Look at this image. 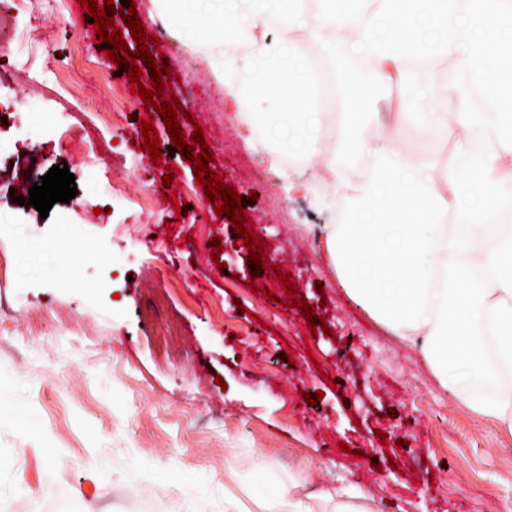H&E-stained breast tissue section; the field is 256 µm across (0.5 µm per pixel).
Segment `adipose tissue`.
<instances>
[{
    "instance_id": "1",
    "label": "adipose tissue",
    "mask_w": 512,
    "mask_h": 512,
    "mask_svg": "<svg viewBox=\"0 0 512 512\" xmlns=\"http://www.w3.org/2000/svg\"><path fill=\"white\" fill-rule=\"evenodd\" d=\"M155 2L173 30L207 39L247 146L323 170L330 190L288 173L283 192L346 200L326 248L350 300L418 347L443 390L512 429V0ZM393 89L404 127L374 126ZM410 128L453 135L455 161L422 156ZM254 482L259 512H313L298 482Z\"/></svg>"
}]
</instances>
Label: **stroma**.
I'll return each instance as SVG.
<instances>
[{
  "mask_svg": "<svg viewBox=\"0 0 512 512\" xmlns=\"http://www.w3.org/2000/svg\"><path fill=\"white\" fill-rule=\"evenodd\" d=\"M135 10L173 78L162 94L179 98L184 138L201 129L223 184L256 192L242 214L265 269L253 275L236 227L206 201L162 118V160L144 150V101L101 52L87 7L33 0L21 23L53 22L52 36L0 40V59L29 66H0V135L14 143L0 154V379L37 429L0 425V512H224L228 492L253 512L261 467L320 492L317 512H328L325 494L350 488L376 512H502L512 431L477 420L418 348L347 298L315 233L332 211L286 198L283 170L244 146L201 37L174 33L151 0ZM64 118L85 133L81 160L57 149ZM63 163L75 198L44 218L13 203L15 185ZM169 172L185 215L162 193ZM109 179L128 181L129 200L95 196ZM88 202L109 214L89 223ZM60 264L70 278L53 275ZM296 299L327 332H311ZM316 391L322 400L307 404ZM228 468L238 475L229 484Z\"/></svg>",
  "mask_w": 512,
  "mask_h": 512,
  "instance_id": "stroma-1",
  "label": "stroma"
}]
</instances>
